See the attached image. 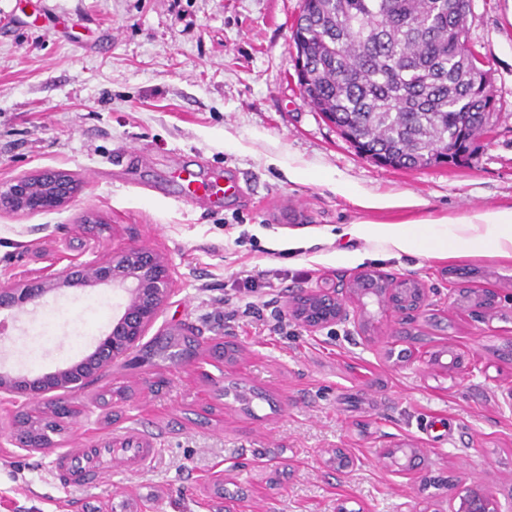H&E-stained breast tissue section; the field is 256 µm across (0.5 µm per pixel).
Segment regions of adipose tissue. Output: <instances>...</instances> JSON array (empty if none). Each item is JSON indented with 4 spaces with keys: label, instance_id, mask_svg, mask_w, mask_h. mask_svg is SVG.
<instances>
[{
    "label": "adipose tissue",
    "instance_id": "obj_1",
    "mask_svg": "<svg viewBox=\"0 0 512 512\" xmlns=\"http://www.w3.org/2000/svg\"><path fill=\"white\" fill-rule=\"evenodd\" d=\"M468 223L482 225L483 231L478 236L462 241L450 225L439 223L432 227L426 237H419L410 228H388L382 231L365 225L357 226V233L363 235L379 234L397 251L409 252L418 248L421 243H428L429 250L435 254H444L455 249L461 243L480 254L506 256L512 254V210L497 209L475 213L467 218Z\"/></svg>",
    "mask_w": 512,
    "mask_h": 512
}]
</instances>
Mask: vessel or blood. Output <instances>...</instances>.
<instances>
[{
	"mask_svg": "<svg viewBox=\"0 0 512 512\" xmlns=\"http://www.w3.org/2000/svg\"><path fill=\"white\" fill-rule=\"evenodd\" d=\"M184 187V200L191 204H219L232 194L233 185L222 179L210 183H197L190 169H183L179 175ZM157 453L147 438L138 439L128 448L113 447L111 440L80 444L57 455L51 465V473L60 483L86 485L111 470L114 462H121L126 469L141 471L148 467Z\"/></svg>",
	"mask_w": 512,
	"mask_h": 512,
	"instance_id": "obj_1",
	"label": "vessel or blood"
}]
</instances>
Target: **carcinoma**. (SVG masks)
Segmentation results:
<instances>
[{"mask_svg": "<svg viewBox=\"0 0 512 512\" xmlns=\"http://www.w3.org/2000/svg\"><path fill=\"white\" fill-rule=\"evenodd\" d=\"M470 0H303L292 37L306 46L299 85L357 152L423 170L470 159L496 108L488 69L464 44ZM188 354L189 336L170 344Z\"/></svg>", "mask_w": 512, "mask_h": 512, "instance_id": "1", "label": "carcinoma"}]
</instances>
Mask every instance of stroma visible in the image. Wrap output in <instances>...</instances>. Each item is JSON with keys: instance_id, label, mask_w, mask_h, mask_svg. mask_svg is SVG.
I'll list each match as a JSON object with an SVG mask.
<instances>
[{"instance_id": "1", "label": "stroma", "mask_w": 512, "mask_h": 512, "mask_svg": "<svg viewBox=\"0 0 512 512\" xmlns=\"http://www.w3.org/2000/svg\"><path fill=\"white\" fill-rule=\"evenodd\" d=\"M302 0H0V186L37 171L80 182L59 210L0 212V283L43 278L64 255L100 259L129 246L158 253L172 292L155 330L193 331L195 365H121L80 396L89 412L66 444L113 432L158 450L144 470L115 467L98 482L60 486L56 449L25 453L0 442V512H211L210 479L246 512H445L448 480L492 489L512 512V405L497 386L512 375V313L492 323L448 306L441 272L471 288L512 289V258L466 249L443 257L393 251L353 225L421 228L485 209H512V0H471L467 37L492 72L497 112L469 164L384 167L359 155L303 95L292 30ZM238 178L219 207L179 200L178 168ZM352 187L336 191L337 181ZM391 199L367 208L365 197ZM271 271L249 291L240 270ZM421 280L434 317L390 344L415 361L390 366L353 325L309 332L289 297L363 270ZM253 313H245L246 302ZM125 303L109 288L73 287L20 313L0 343V367L37 377L90 353ZM219 340L237 352L224 381L251 405L204 382ZM451 346L486 372L446 377L429 355ZM167 380L162 390L151 383ZM111 389L116 420L95 400ZM424 450L425 482L383 468L386 448ZM331 448L360 458L324 466Z\"/></svg>"}]
</instances>
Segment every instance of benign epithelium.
<instances>
[{
	"instance_id": "1",
	"label": "benign epithelium",
	"mask_w": 512,
	"mask_h": 512,
	"mask_svg": "<svg viewBox=\"0 0 512 512\" xmlns=\"http://www.w3.org/2000/svg\"><path fill=\"white\" fill-rule=\"evenodd\" d=\"M79 186L66 170L27 174L0 188V211L38 214L57 210L68 203ZM77 285L110 288L124 294L123 309L112 318L109 331L94 350L80 360L30 379L0 369V401L20 400L34 413L52 408L58 420L70 424L85 413L75 407L70 397L82 391L92 379H100L114 365L135 363L133 354L144 346L147 331L157 321L172 286L168 264L145 246H131L92 262H73L44 281H15L0 284V313L14 315L27 306L37 307L60 290ZM448 305L471 312L480 319L495 318L512 305V291L464 288L459 280L448 281ZM424 284L414 278L396 277L380 270H367L332 288H312L288 299V314L311 332L336 324L351 323L357 332L368 336L373 323L400 314L413 321L429 309ZM384 360L393 367L412 362L405 349L384 350ZM427 368L443 375L470 374L476 365L464 353L448 346L430 356ZM0 439L26 452L41 451L46 446L25 434V426L15 420L0 427ZM325 463L338 470L356 466L357 460L344 448L327 451ZM422 449L400 444L386 449L381 456L385 468L400 476H414ZM448 512H499L495 494L482 485L459 490L448 485Z\"/></svg>"
}]
</instances>
